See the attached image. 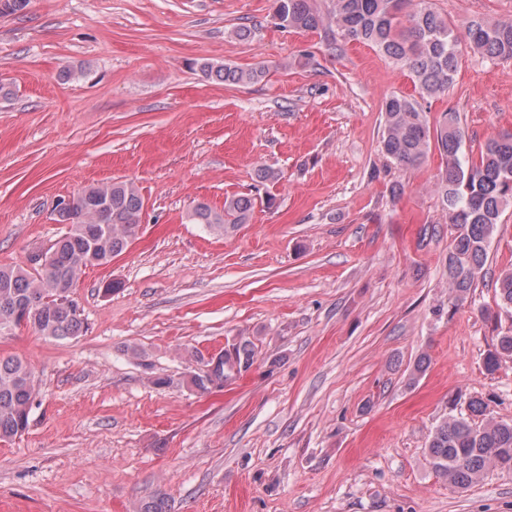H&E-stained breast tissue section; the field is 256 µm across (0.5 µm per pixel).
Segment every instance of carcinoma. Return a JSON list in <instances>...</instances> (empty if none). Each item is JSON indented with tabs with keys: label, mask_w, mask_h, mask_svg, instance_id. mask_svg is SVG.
Listing matches in <instances>:
<instances>
[{
	"label": "carcinoma",
	"mask_w": 512,
	"mask_h": 512,
	"mask_svg": "<svg viewBox=\"0 0 512 512\" xmlns=\"http://www.w3.org/2000/svg\"><path fill=\"white\" fill-rule=\"evenodd\" d=\"M275 16L284 29L314 31L336 27L344 41L370 45L405 68L415 94H394L385 100L381 150L395 167L418 166L432 150L444 162L437 187L455 229L448 250V301L465 302L483 278L491 241L512 207V132L486 141L478 157L462 154L465 130L460 113L450 108L432 122L422 103L448 94L462 63L461 43L483 61H512V19L472 17L459 26L436 11L431 0H274ZM202 72L227 86L261 80L266 69L239 68L206 62ZM105 197L103 217L94 212ZM144 201L127 182L90 187L59 209L66 231L45 250L42 264L0 267V331L20 326L55 340L76 339L87 332L83 311L73 299L79 276L91 266L104 265L135 239ZM252 199L231 196L218 212L197 204L191 220L213 231L227 233L249 221ZM498 308L512 319V270L495 282ZM258 346L242 337L224 352L196 359L203 366L190 383L201 392L224 386V381L248 371ZM512 360V330L498 338L484 357L483 367L495 373L502 361ZM39 390L29 364L18 356H0V442H10L29 427ZM487 404L471 397L467 413L449 414L434 430L428 444L436 473L459 489L476 484L486 471L512 472V422L489 418Z\"/></svg>",
	"instance_id": "cac0c4a2"
}]
</instances>
